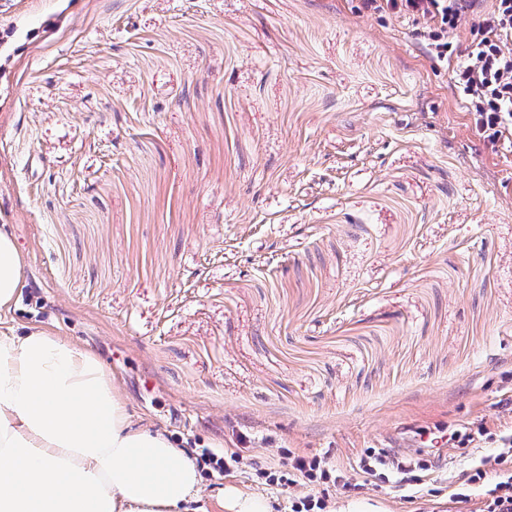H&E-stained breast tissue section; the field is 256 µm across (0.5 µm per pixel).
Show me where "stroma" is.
<instances>
[{
	"label": "stroma",
	"instance_id": "obj_1",
	"mask_svg": "<svg viewBox=\"0 0 512 512\" xmlns=\"http://www.w3.org/2000/svg\"><path fill=\"white\" fill-rule=\"evenodd\" d=\"M363 0H0L10 323L93 354L178 447L414 453L423 483L320 486L329 512L453 500L512 430V151L411 26ZM290 512L249 467L202 477Z\"/></svg>",
	"mask_w": 512,
	"mask_h": 512
}]
</instances>
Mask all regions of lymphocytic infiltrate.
Instances as JSON below:
<instances>
[{
  "label": "lymphocytic infiltrate",
  "mask_w": 512,
  "mask_h": 512,
  "mask_svg": "<svg viewBox=\"0 0 512 512\" xmlns=\"http://www.w3.org/2000/svg\"><path fill=\"white\" fill-rule=\"evenodd\" d=\"M363 0L365 9L387 14L411 24L434 66L448 69L456 101L474 118L475 126L494 143L512 145V0ZM474 17L469 42H460L462 21ZM431 438L426 459L390 455L365 449L355 464L364 481L394 479L398 486L416 482L417 474L431 470L438 451ZM487 460L478 463L462 480L456 493L467 501L466 487L483 483L487 491L482 512H512V470L492 473ZM267 485L285 488L293 482L312 486L318 482L345 485L346 479L329 455L291 456L287 464L264 465L259 470Z\"/></svg>",
  "instance_id": "lymphocytic-infiltrate-1"
}]
</instances>
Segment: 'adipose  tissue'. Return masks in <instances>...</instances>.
Listing matches in <instances>:
<instances>
[{
  "mask_svg": "<svg viewBox=\"0 0 512 512\" xmlns=\"http://www.w3.org/2000/svg\"><path fill=\"white\" fill-rule=\"evenodd\" d=\"M22 266L0 228V314ZM200 486L191 458L133 425L94 355L39 329L0 328V512H175Z\"/></svg>",
  "mask_w": 512,
  "mask_h": 512,
  "instance_id": "ef3b65f1",
  "label": "adipose tissue"
}]
</instances>
